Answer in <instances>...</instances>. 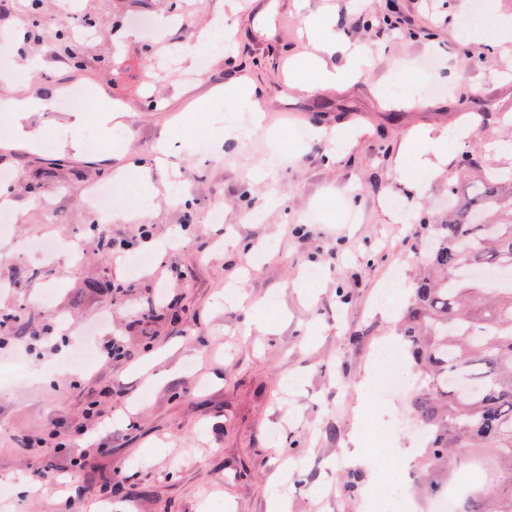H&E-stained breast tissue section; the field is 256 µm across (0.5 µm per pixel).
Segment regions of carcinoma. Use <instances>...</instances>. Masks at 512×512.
Wrapping results in <instances>:
<instances>
[{
  "label": "carcinoma",
  "mask_w": 512,
  "mask_h": 512,
  "mask_svg": "<svg viewBox=\"0 0 512 512\" xmlns=\"http://www.w3.org/2000/svg\"><path fill=\"white\" fill-rule=\"evenodd\" d=\"M72 63L81 50L59 29ZM429 271L414 284L402 316V344L419 373L409 410L425 451L423 487L435 495L448 476L489 458L490 485L465 489L455 512H512V176L487 172L476 192L455 198L431 225Z\"/></svg>",
  "instance_id": "1"
}]
</instances>
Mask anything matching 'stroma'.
I'll return each instance as SVG.
<instances>
[{
    "label": "stroma",
    "mask_w": 512,
    "mask_h": 512,
    "mask_svg": "<svg viewBox=\"0 0 512 512\" xmlns=\"http://www.w3.org/2000/svg\"><path fill=\"white\" fill-rule=\"evenodd\" d=\"M181 2L168 38L183 54L212 20L239 30L191 83L146 38L116 42L135 15L170 12L171 0H81L72 17L61 0H42L37 33L21 0L0 7L11 66L42 60L17 95L48 102L24 122L38 141L0 130L13 199L0 309L20 316L0 333V358H29L0 374V484L12 490L0 512H270L291 468L288 512H360L370 493L397 499L412 484L386 485L378 473L401 461L414 472L423 448L406 393L383 382L379 351L397 343L423 269L420 220L447 217L463 154L512 173V151L501 149L512 143V54L458 37L461 0H437L431 15L422 0ZM318 11L362 49L350 86L314 89L308 73L281 68L283 55L305 60L295 38ZM87 16L97 31L81 44V67L58 63L54 32ZM424 25L432 38L419 36ZM464 53L474 65L462 73ZM229 82L252 87L282 120L244 145L225 138ZM69 85L122 115L121 154L96 110L81 130L97 149L75 148L71 113L55 102ZM201 108L204 123L190 122ZM463 124L441 171L416 187L402 172L405 150L423 132ZM50 130L60 137L47 148ZM202 140L222 147L153 167L150 205L131 211L137 165L162 145ZM120 172L127 193L101 217L80 190ZM249 209L259 221L244 220ZM92 223L152 262L122 269L88 234ZM393 277L388 305L379 296ZM113 344L121 356L109 355ZM117 474L121 488L105 490Z\"/></svg>",
    "instance_id": "1"
}]
</instances>
